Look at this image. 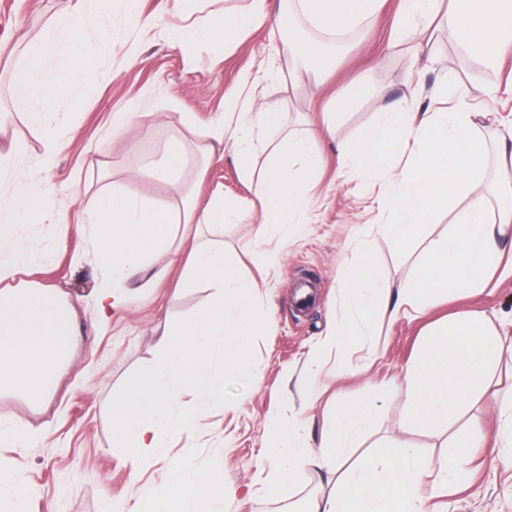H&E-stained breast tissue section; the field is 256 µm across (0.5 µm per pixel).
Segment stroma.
<instances>
[{"mask_svg":"<svg viewBox=\"0 0 512 512\" xmlns=\"http://www.w3.org/2000/svg\"><path fill=\"white\" fill-rule=\"evenodd\" d=\"M75 0H0V141L22 145L23 164L30 187L40 192L45 206L21 228V247L40 254V278L56 284L78 303L82 336L59 389L41 413H31L21 402L0 400V414L14 415L42 430L27 448L0 445V467L22 466L35 489L31 512H102L105 499L133 500L163 485L171 460L183 459L201 469L217 470L226 487L240 490L217 512H303L317 488L299 474L267 490L260 461L266 453L264 423L282 411L309 422L311 443H318L322 425L332 413L337 396L366 392L376 383L390 390L382 413L362 439L363 447L405 444L430 457L444 453L447 434L424 435L404 423V398L391 384L413 357L422 331L433 322L467 308L496 314L504 324L503 373L512 372V277L483 293L459 297L430 307L419 317L398 315L384 321L379 336L350 344L352 362L371 361V369L357 376L328 371L323 392L311 399L301 384L305 363L329 325L347 316L340 296L343 264L359 259L357 236L368 232L369 249L378 275L391 287L412 279L418 268L419 248L400 249L368 227L380 223V191L387 174L356 176L338 162L337 146L353 142L358 129L377 112L398 100L416 107H432L434 93L451 82L466 106L480 105L486 90L506 77L487 67L459 44L436 29L431 58L415 57L409 42H394L399 0H384L365 23V35H353L337 60L326 90L306 85L291 72L281 53L287 29L279 0H270V15L258 30L229 40H216L192 49L193 67H186L169 33L185 26L180 0H139L138 17L154 21L142 32L125 0H112V19L103 21L95 9L75 19L83 39H96L108 30L111 39L134 55L125 67L111 55L94 60V84L64 92L44 110V122L58 133L62 146L44 158L40 139L29 129L27 108L10 87L13 69L24 63V49L59 17L70 14ZM260 74L259 100L275 105L282 114L279 127L266 136L305 132L318 121L328 93L351 98L348 109L337 111L335 134L322 142V172L312 190V214L300 235L269 239L259 234L260 209L243 181L232 156L202 166L197 151L208 143L213 125L234 117L227 104L238 92L244 75ZM367 76L368 93L352 99L360 76ZM135 105V126L113 137L112 115ZM182 138L190 153L183 179L162 181L147 168L158 159L167 141ZM126 187L155 201L180 204L185 185L200 186L201 199L222 193L226 200L250 208L242 221L224 227V250L241 276L256 281L261 293L258 309L265 320L251 352L256 377L229 405L202 416L197 430L161 449L140 474H131L112 446L109 401L126 379L147 365L157 352L166 327L190 317L209 299L206 286L177 289L182 261L159 259L166 275L143 288L138 298L113 310L107 325L91 319V307L103 273L89 234L75 227L77 214L102 181ZM277 262H270L271 254ZM313 290L305 306L295 299L300 285ZM486 428L479 450L480 467L463 488L435 499L438 512H512V464H492L497 446L498 409L484 399L471 410Z\"/></svg>","mask_w":512,"mask_h":512,"instance_id":"35a3bbf8","label":"stroma"}]
</instances>
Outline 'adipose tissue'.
I'll use <instances>...</instances> for the list:
<instances>
[{
  "label": "adipose tissue",
  "instance_id": "1",
  "mask_svg": "<svg viewBox=\"0 0 512 512\" xmlns=\"http://www.w3.org/2000/svg\"><path fill=\"white\" fill-rule=\"evenodd\" d=\"M380 0H289L290 9L315 30L317 39L288 41L283 52L314 86L328 76L330 58L322 44L362 27ZM268 14L267 0H252L250 8L220 16H196L189 27L173 32L174 46L188 51L192 42L225 38L260 27ZM403 28L427 31L442 25L449 39L489 67H497L512 52V0H401ZM121 50L108 37L81 40L70 18L47 27L29 45L30 63L14 71V95L30 105L28 124L38 136L45 156L60 148L41 113L44 105L65 90L93 81L91 57ZM257 77L241 82L242 95L230 103L236 123L214 126L212 145L232 152L243 176L261 205L259 232L264 236L295 232L307 223L310 182L320 160L318 133L289 134L268 143L267 159L259 177H252L250 158L260 131L277 126L281 114L257 100ZM441 109L413 110L397 101L359 131L355 146L345 148L343 164L369 173L399 153L406 160L392 168L383 190L385 221L377 233L400 247H422L418 271L402 288L391 290L379 279L370 259H362L342 280V294L350 313L341 326L329 328L309 357L304 384L318 393L325 367L324 355L335 351V370L351 371L345 346L376 333L378 323L401 311L422 309L433 298L455 290L481 291L495 277L512 276V126L487 142L480 135L475 113L455 101L454 88L441 86ZM18 144L0 147V252L10 254L0 263V398L21 401L38 413L53 400L60 377L69 367L78 336L74 303L61 288L23 278L38 266L37 253L19 249L20 227L41 209L38 194L30 190L10 162ZM440 211L453 215L445 234L429 238L427 227ZM238 204L215 195L200 201L196 192L184 196L180 208L137 195L116 185L99 189L81 218L91 228L96 256L106 274L95 310L106 321L109 310L124 304L136 281L156 258L174 250L180 225L194 224L215 231L245 216ZM503 345L494 321L483 311L463 310L427 330L416 359L396 380L406 395L405 422L426 434L448 431L464 411L493 388L500 369ZM382 390L340 396L324 427L319 447L298 443L301 429L280 416L267 421L270 470L266 486L296 473L325 475L328 493L313 496L305 512H431L430 497L447 494L464 483L474 461L483 429L472 421L466 432L452 439L437 458L419 449L401 446L394 453L370 454L356 461L348 455L380 414ZM175 478L151 495L137 497L130 508L113 512H211L224 497V480L217 472L202 471L178 460Z\"/></svg>",
  "mask_w": 512,
  "mask_h": 512
}]
</instances>
